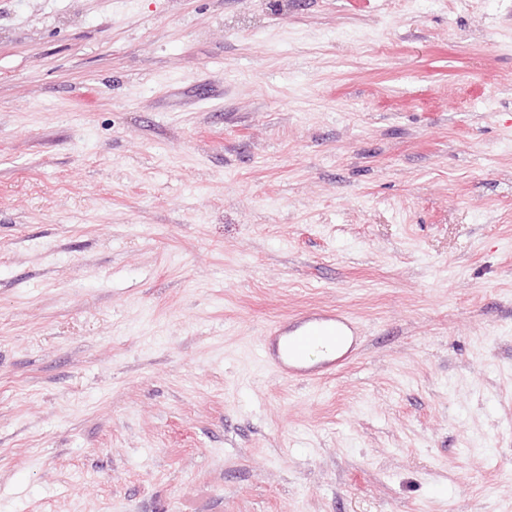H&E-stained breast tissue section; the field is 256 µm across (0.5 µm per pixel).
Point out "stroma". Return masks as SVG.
<instances>
[{"mask_svg": "<svg viewBox=\"0 0 512 512\" xmlns=\"http://www.w3.org/2000/svg\"><path fill=\"white\" fill-rule=\"evenodd\" d=\"M0 512H512V0H0ZM358 327L351 317L333 310L312 311L276 322L259 342V353L266 367L292 381H318L336 372L360 348ZM338 356L336 350L341 349ZM317 349L324 354L316 365H307V353Z\"/></svg>", "mask_w": 512, "mask_h": 512, "instance_id": "obj_1", "label": "stroma"}]
</instances>
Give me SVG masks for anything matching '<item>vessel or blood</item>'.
Instances as JSON below:
<instances>
[{"label": "vessel or blood", "instance_id": "vessel-or-blood-1", "mask_svg": "<svg viewBox=\"0 0 512 512\" xmlns=\"http://www.w3.org/2000/svg\"><path fill=\"white\" fill-rule=\"evenodd\" d=\"M360 348L357 326L348 315L333 310L312 311L276 322L259 342L266 367L292 381H318L335 373ZM323 352V360L308 364L310 350Z\"/></svg>", "mask_w": 512, "mask_h": 512}]
</instances>
